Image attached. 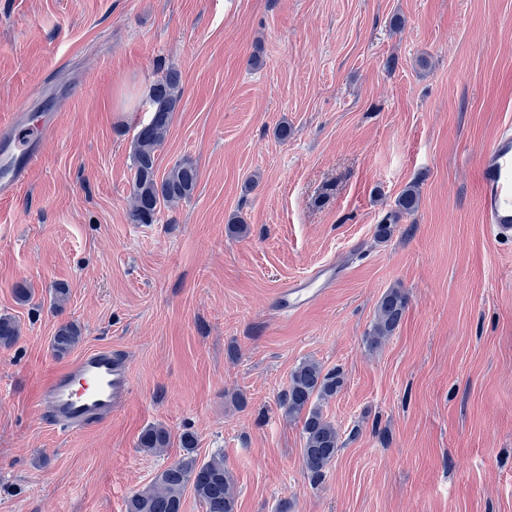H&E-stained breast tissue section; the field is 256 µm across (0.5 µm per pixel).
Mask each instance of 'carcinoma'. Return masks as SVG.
<instances>
[{
    "mask_svg": "<svg viewBox=\"0 0 512 512\" xmlns=\"http://www.w3.org/2000/svg\"><path fill=\"white\" fill-rule=\"evenodd\" d=\"M181 102L180 76L170 70L149 89L147 103L150 118L142 124L133 139L132 180L133 207L130 219L135 224H153L161 206H171L193 194L199 181L197 165L189 159L175 164L162 177H157V152L169 133L173 115ZM419 206V191L410 185L397 197L395 209L382 219L376 234L389 239L393 225L404 214L414 213ZM407 307V296L400 288L388 289L377 306L376 319L369 333L371 345L378 346L399 326ZM20 336L18 322L0 315V348H9ZM81 332L72 322L59 325L52 346L57 355L70 352L80 341ZM344 384L338 370L325 371L313 360L300 362L290 373L288 389L279 404L290 418L302 421V462L314 479L324 476L334 460L339 444L335 425L323 414L320 403L335 396ZM171 441L164 426H150L139 436V447L161 452ZM186 454L159 472L153 482L135 492L127 504V512H181L186 489L193 490L205 512H234L233 479L224 469V458L214 456L199 462L194 455L196 439L185 431L180 436Z\"/></svg>",
    "mask_w": 512,
    "mask_h": 512,
    "instance_id": "obj_1",
    "label": "carcinoma"
}]
</instances>
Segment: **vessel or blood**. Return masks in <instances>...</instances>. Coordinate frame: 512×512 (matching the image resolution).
<instances>
[{
  "instance_id": "1",
  "label": "vessel or blood",
  "mask_w": 512,
  "mask_h": 512,
  "mask_svg": "<svg viewBox=\"0 0 512 512\" xmlns=\"http://www.w3.org/2000/svg\"><path fill=\"white\" fill-rule=\"evenodd\" d=\"M41 133L26 139L0 141V198L12 197L40 157ZM481 210L492 235L512 241V125L507 124L477 154ZM335 268L325 265L309 275L288 281L276 293L281 311L291 312L309 302L317 286L333 281ZM132 394L125 359L108 347L81 353L54 372L40 394L50 425L84 428L100 422Z\"/></svg>"
}]
</instances>
